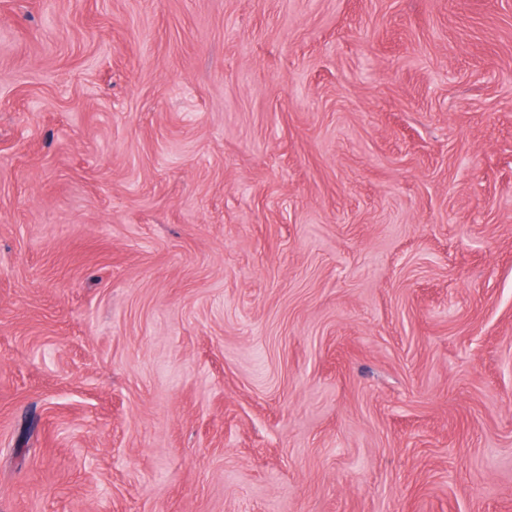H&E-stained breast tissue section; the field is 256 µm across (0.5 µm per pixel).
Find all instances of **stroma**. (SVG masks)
Returning a JSON list of instances; mask_svg holds the SVG:
<instances>
[{"label":"stroma","mask_w":512,"mask_h":512,"mask_svg":"<svg viewBox=\"0 0 512 512\" xmlns=\"http://www.w3.org/2000/svg\"><path fill=\"white\" fill-rule=\"evenodd\" d=\"M0 512H512V0H0Z\"/></svg>","instance_id":"1"}]
</instances>
